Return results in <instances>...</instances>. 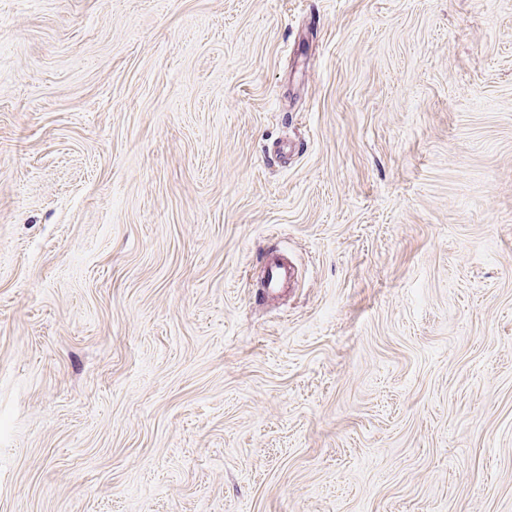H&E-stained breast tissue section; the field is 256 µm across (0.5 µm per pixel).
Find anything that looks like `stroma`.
Here are the masks:
<instances>
[{"mask_svg":"<svg viewBox=\"0 0 512 512\" xmlns=\"http://www.w3.org/2000/svg\"><path fill=\"white\" fill-rule=\"evenodd\" d=\"M0 512H512V0H0ZM296 280V270L284 257H269L265 264L262 288L268 297H277L287 288H292Z\"/></svg>","mask_w":512,"mask_h":512,"instance_id":"35a3bbf8","label":"stroma"}]
</instances>
